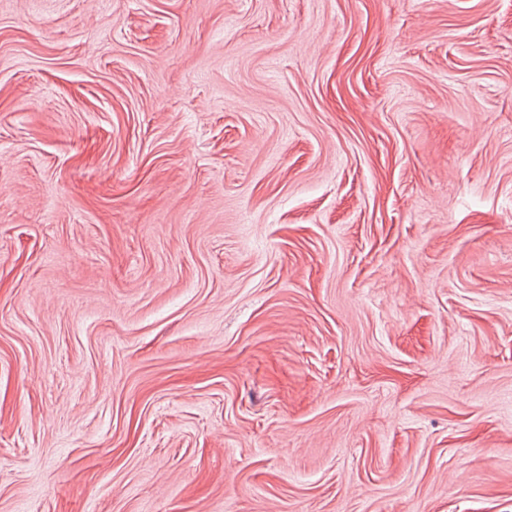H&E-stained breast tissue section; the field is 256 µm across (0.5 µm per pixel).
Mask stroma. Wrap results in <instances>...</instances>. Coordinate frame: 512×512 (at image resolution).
Instances as JSON below:
<instances>
[{"mask_svg":"<svg viewBox=\"0 0 512 512\" xmlns=\"http://www.w3.org/2000/svg\"><path fill=\"white\" fill-rule=\"evenodd\" d=\"M0 512H512V0H0Z\"/></svg>","mask_w":512,"mask_h":512,"instance_id":"35a3bbf8","label":"stroma"}]
</instances>
